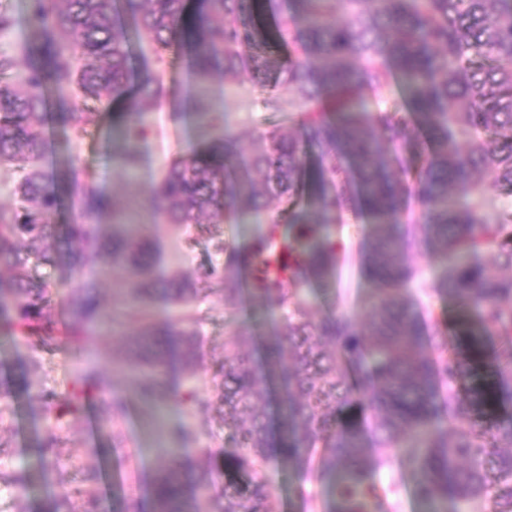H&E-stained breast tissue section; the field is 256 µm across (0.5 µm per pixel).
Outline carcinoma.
<instances>
[{
    "mask_svg": "<svg viewBox=\"0 0 512 512\" xmlns=\"http://www.w3.org/2000/svg\"><path fill=\"white\" fill-rule=\"evenodd\" d=\"M254 0H205L191 15L186 0H28L26 41L18 55L0 53V75L19 64L24 75L0 85V164L19 172L14 193L20 205L0 207V337H33L37 350L58 335L84 342L112 325L97 280L108 258L129 277L125 291L143 312L132 339L140 392L154 401L177 399L190 386L201 356L193 317L147 312L157 297L191 307L214 283L224 289V311H236L243 294L274 318L264 359L254 360L251 326L242 323L224 350L223 380L215 397L187 391L188 414L206 417L224 407V500L212 512H276L265 465L294 471L310 483L330 482L331 501L318 506L300 491L303 512H393V483L378 470L411 474L417 499L431 512H512V417L492 419L488 402L512 403V0H267L277 20V39L290 48L281 59L262 51L258 28L241 23ZM128 15L158 62L173 45L185 49L191 76L202 86L220 74L273 83L300 102L297 134L263 131L241 146L227 114L199 110L197 122L218 130L202 149L172 159L142 207L161 224H232L250 211L266 217L265 230L243 252L218 238L224 263L199 281L152 280L156 252L135 224L93 180L74 170L63 178L45 165L46 119L80 136L96 128L100 106L126 97L133 82ZM242 44L254 48L239 51ZM400 100L386 105L392 88ZM74 89L75 99L54 90ZM165 90L158 75L138 82L137 96L121 131L126 142L120 166H139V143L149 129L147 110ZM492 175L498 197L486 187ZM64 185L76 216L59 231L51 223ZM288 204L267 214L266 200ZM419 213V245L442 267L431 289L463 312L474 311L481 328L496 338L491 361L497 385L473 391L471 362L458 356L453 331L422 314L421 269L409 258L410 225ZM368 219L361 274L372 285L365 322L346 313L312 319L309 290L336 269L338 224L347 214ZM112 236H101V221ZM288 225V233L282 226ZM288 250V275L271 268L276 244ZM61 262L75 274L69 320L63 328L46 319V285L32 271ZM284 386L280 432L272 434L263 404L269 382ZM110 400L116 421L125 410L97 366L85 364L59 408L79 417L80 398ZM375 447L366 448V427ZM39 461L4 473L0 483L20 496L44 476ZM81 503L66 494L48 512H98L95 471L82 472ZM207 487L188 448L171 449L149 483L150 512H202Z\"/></svg>",
    "mask_w": 512,
    "mask_h": 512,
    "instance_id": "obj_1",
    "label": "carcinoma"
}]
</instances>
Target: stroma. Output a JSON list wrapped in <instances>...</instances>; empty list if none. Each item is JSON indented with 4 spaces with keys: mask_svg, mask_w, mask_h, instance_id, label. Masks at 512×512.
Here are the masks:
<instances>
[{
    "mask_svg": "<svg viewBox=\"0 0 512 512\" xmlns=\"http://www.w3.org/2000/svg\"><path fill=\"white\" fill-rule=\"evenodd\" d=\"M131 66L141 74H160L166 89L161 105L149 111L152 131L139 146L141 164L135 183H128L114 159L121 148L116 134L128 112V104L123 100L102 107L99 127L81 137L48 123L47 163L56 167L64 157L75 156L80 173L93 176L100 189L118 199L129 223L150 225L153 245L164 250L163 260L156 264L157 275L174 274L194 281L205 268L221 261L212 248L214 236L246 247L260 231V224L250 215L242 214L234 224H189L179 231L165 226L157 228L152 215L139 207V197L158 180L171 159L187 154L208 139V132L199 129L193 119L197 105L228 113L235 134L245 144L274 126L291 131L293 122L287 113L267 109L266 90L248 81L230 83L216 77L207 82L204 94H196L183 54L167 55L160 63L148 43L137 42L133 45ZM367 231V224L353 220L338 228L345 256L328 285L315 286V315L332 309L367 313L371 290L360 273V244ZM37 275L52 290L47 317L62 323L72 297V278L65 268L50 263L41 265ZM192 312L198 320L202 346L194 388L200 397L207 398L221 380L219 371L233 322L253 325L262 334L269 332L270 323L265 313L249 299L243 301L232 321H225L224 287L220 284L206 292ZM131 334V327L114 322L111 329L92 337L82 359L98 364L111 377L114 391L127 399V412L121 422L126 441L120 448L113 447L111 437L100 427L107 409L99 398L86 400L84 416L75 425L66 419L55 420L43 411L37 398L39 392L64 395L72 387L78 361L69 344L63 342L53 350L35 355L24 337L0 339V383L14 385L24 380L29 384L28 390L18 392L13 414L0 420V469L18 468L33 462L35 449L51 434L63 438L60 446L47 452L46 482L24 496L0 485V512H44L52 497L73 493L79 487L82 472L87 468L102 473L100 512H123L130 497H146L160 458L155 450L157 438L149 424L152 403L139 396L124 366L130 356ZM193 430L194 445L202 450L198 473L209 486V496L220 498L224 480L218 470L223 463L221 452L227 435L222 413L215 411L196 420Z\"/></svg>",
    "mask_w": 512,
    "mask_h": 512,
    "instance_id": "1",
    "label": "stroma"
}]
</instances>
